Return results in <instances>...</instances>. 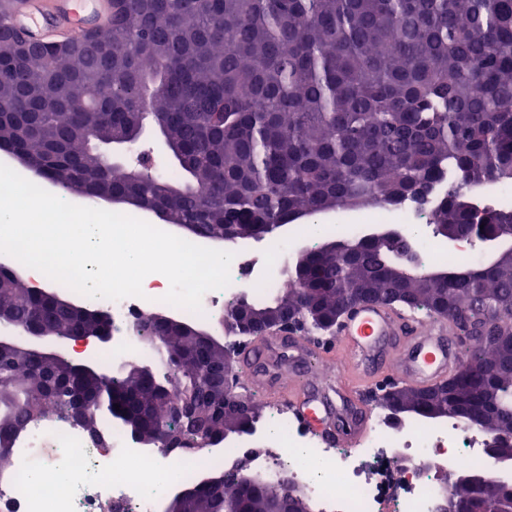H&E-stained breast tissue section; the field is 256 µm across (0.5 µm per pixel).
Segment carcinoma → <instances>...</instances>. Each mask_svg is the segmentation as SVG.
<instances>
[{
  "instance_id": "1",
  "label": "carcinoma",
  "mask_w": 512,
  "mask_h": 512,
  "mask_svg": "<svg viewBox=\"0 0 512 512\" xmlns=\"http://www.w3.org/2000/svg\"><path fill=\"white\" fill-rule=\"evenodd\" d=\"M104 39L112 60H64L50 46L27 59L0 44V149L32 156L62 187L90 199L118 195L168 224L188 225L200 238L258 230L271 235L304 216L443 191L434 233L468 235L474 225L498 245L483 265L434 266L432 277L403 276L400 240L392 235L329 236L295 257L288 287L264 302L246 297L226 312L225 331L240 335L236 315L257 317L299 307L312 330L337 308L363 298L428 317L483 300L497 332L512 334V238L498 225L512 208H485L460 185L480 188L512 180V0H112V24L69 43ZM166 142L176 177L150 172L131 179L119 165L90 172L98 139L141 145L147 127ZM0 307L21 323L40 320L45 335L76 328L99 331L52 305L0 265ZM173 355L153 370L159 397L142 388L123 400L142 420L147 445L159 428L178 433L174 448L191 451L195 433L169 412L168 401L196 393L202 409L218 383L212 366L224 354L174 334ZM468 378L435 399L402 390L405 415L436 419V411L482 432L512 439V345L465 343ZM134 367L95 387L80 427L115 422L112 397L122 395ZM53 365L19 351L0 356V440L48 416L70 419L74 403ZM245 420L227 417L213 441L251 431L263 404L247 398ZM468 494L447 512H512V484L463 478ZM181 499L179 512H265L279 484L251 495L228 478Z\"/></svg>"
}]
</instances>
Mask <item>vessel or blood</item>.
Segmentation results:
<instances>
[{"instance_id": "vessel-or-blood-1", "label": "vessel or blood", "mask_w": 512, "mask_h": 512, "mask_svg": "<svg viewBox=\"0 0 512 512\" xmlns=\"http://www.w3.org/2000/svg\"><path fill=\"white\" fill-rule=\"evenodd\" d=\"M111 18L112 0H23L11 24L22 35L58 43L89 30L107 33ZM395 336L402 337L403 344L392 369L382 372V379L428 386L457 369L458 339L447 319L437 318L422 326L411 316L379 304L353 307L338 330L337 342L324 349L321 357L326 362L340 361L345 376L357 383L370 352ZM272 395L287 400L296 418L311 429L332 413L327 406L311 409L301 388L276 389Z\"/></svg>"}]
</instances>
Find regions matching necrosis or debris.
Wrapping results in <instances>:
<instances>
[{"mask_svg": "<svg viewBox=\"0 0 512 512\" xmlns=\"http://www.w3.org/2000/svg\"><path fill=\"white\" fill-rule=\"evenodd\" d=\"M432 207L429 201H405L393 208L421 261L437 265L450 256L462 266L481 262L475 244L447 249L432 231ZM288 242L235 247L231 283L204 294V315L237 296L264 300L281 288V281L263 271L283 261ZM168 290V282H155L139 297L97 299L112 325V346L103 358L117 363L144 357L131 338L133 326L146 309L160 306ZM109 435V445L101 448L69 422L38 421L16 443L14 480L0 491V501L11 512H103L107 503L120 512H158L157 478L170 468L179 469L186 483L206 468L242 469L274 481L286 476L310 496L317 512H436L449 479L480 475L512 483V465L489 453L480 431L450 422L394 420L377 407L353 448L312 434L280 409L257 421L247 439L207 452L153 451L118 425Z\"/></svg>", "mask_w": 512, "mask_h": 512, "instance_id": "4bbe7bcc", "label": "necrosis or debris"}]
</instances>
